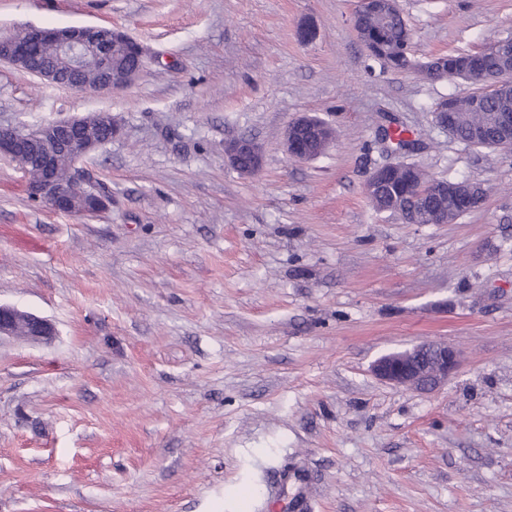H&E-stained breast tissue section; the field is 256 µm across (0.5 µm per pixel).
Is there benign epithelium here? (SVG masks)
I'll return each instance as SVG.
<instances>
[{
  "instance_id": "obj_1",
  "label": "benign epithelium",
  "mask_w": 512,
  "mask_h": 512,
  "mask_svg": "<svg viewBox=\"0 0 512 512\" xmlns=\"http://www.w3.org/2000/svg\"><path fill=\"white\" fill-rule=\"evenodd\" d=\"M397 0H356L353 25L367 14L383 15L396 7ZM50 45L60 54L71 57V70L81 74L89 69L98 73L93 83L82 81L71 88L82 93L105 95L129 88L143 73V46L124 32L98 25H72L54 28H25L16 33L0 35V61L16 69H25L34 52ZM129 45L138 60L132 70L113 65L118 47ZM111 133L117 125L108 112L63 120H50L33 128L0 127V155L16 163L26 179L28 195L52 209L92 217L109 209L112 198L102 192L88 201H80L65 189L66 179L80 183L96 182L94 175L82 163L108 141L89 136L93 123ZM500 135L493 147L512 151V113L499 116ZM335 137V129L327 124H314L306 116L292 120L285 130V146L290 158L313 160L322 155ZM42 156L40 172L29 174L28 157ZM225 157L237 171L254 175L262 168L259 145L252 139L235 137L226 142ZM66 160V171L60 161ZM53 324L42 317L0 304V337L21 335L43 339L54 335ZM460 351L446 342L430 341L410 349L395 351L379 357L371 366L373 375L395 387L432 390L448 381L460 366Z\"/></svg>"
}]
</instances>
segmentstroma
Listing matches in <instances>:
<instances>
[{
  "mask_svg": "<svg viewBox=\"0 0 512 512\" xmlns=\"http://www.w3.org/2000/svg\"><path fill=\"white\" fill-rule=\"evenodd\" d=\"M412 53L512 37V0H399ZM354 0H0V33L99 24L145 49L90 95L0 63V124L112 113L90 218L31 200L0 158V304L51 320L0 339V512H512V152L435 127L430 82L371 58ZM302 115L336 130L291 159ZM415 139L398 154L386 127ZM262 148L239 174L226 138ZM406 160L485 185L448 224L374 210ZM443 340L431 393L379 356ZM335 137V129L328 123L313 124L308 116H299L292 120L285 130V146L290 158L298 161L313 160L322 155ZM309 139L316 150L301 154L300 142Z\"/></svg>",
  "mask_w": 512,
  "mask_h": 512,
  "instance_id": "1",
  "label": "stroma"
}]
</instances>
